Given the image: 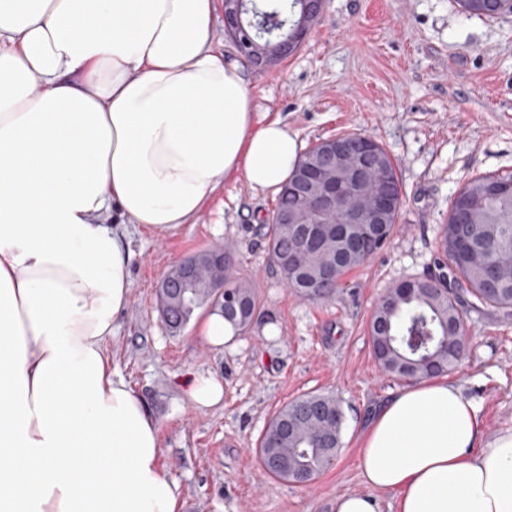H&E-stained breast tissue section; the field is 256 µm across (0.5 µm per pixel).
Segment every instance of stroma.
Returning a JSON list of instances; mask_svg holds the SVG:
<instances>
[{
  "mask_svg": "<svg viewBox=\"0 0 512 512\" xmlns=\"http://www.w3.org/2000/svg\"><path fill=\"white\" fill-rule=\"evenodd\" d=\"M214 42L241 64L256 119L281 118L300 150L362 133L390 153L403 186L395 231L332 299L312 301L292 294L267 262L261 226L277 193L229 179L193 223L128 225L130 299L106 346L159 421L161 464L180 486L182 512H332L337 496L367 492L359 450L370 417L405 387L373 356L372 312L389 288L432 272L452 195L475 176L512 172V14L469 18L456 0H326L300 50L269 71L243 61L223 20ZM225 242L272 321L214 347L196 322L169 331L157 291L171 267ZM467 327L465 357L448 378L480 407L491 438L512 428V320L485 309L469 313ZM198 375L223 384L220 403L189 400ZM324 392L339 397L345 414L333 465L306 486L267 477L256 448L272 417Z\"/></svg>",
  "mask_w": 512,
  "mask_h": 512,
  "instance_id": "1",
  "label": "stroma"
}]
</instances>
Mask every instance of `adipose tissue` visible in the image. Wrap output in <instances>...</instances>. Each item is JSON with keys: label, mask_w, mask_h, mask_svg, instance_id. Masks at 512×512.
I'll return each instance as SVG.
<instances>
[{"label": "adipose tissue", "mask_w": 512, "mask_h": 512, "mask_svg": "<svg viewBox=\"0 0 512 512\" xmlns=\"http://www.w3.org/2000/svg\"><path fill=\"white\" fill-rule=\"evenodd\" d=\"M215 0H0V512H181L159 424L105 349L127 224L192 223L225 180L279 191L299 157L214 47ZM333 512H512V429L433 378L360 450Z\"/></svg>", "instance_id": "1"}]
</instances>
